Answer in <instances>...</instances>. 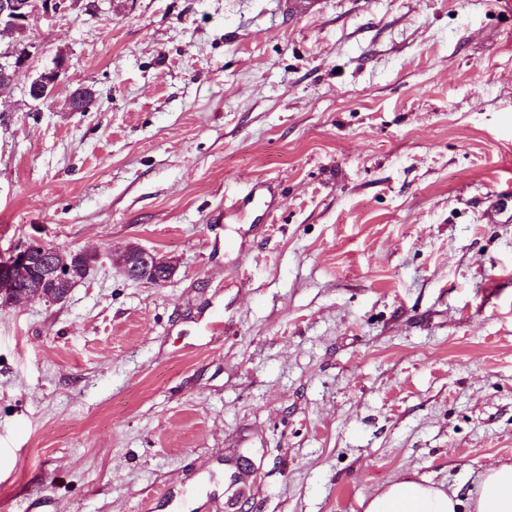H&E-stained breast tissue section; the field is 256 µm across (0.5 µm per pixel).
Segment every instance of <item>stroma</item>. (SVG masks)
<instances>
[{
	"label": "stroma",
	"instance_id": "stroma-1",
	"mask_svg": "<svg viewBox=\"0 0 512 512\" xmlns=\"http://www.w3.org/2000/svg\"><path fill=\"white\" fill-rule=\"evenodd\" d=\"M21 40L69 67L0 93V258L98 260L0 306L10 512H362L512 464V10L101 0ZM58 66L53 71H45L44 67L42 70L38 71L35 76H31L25 85V93L36 102H44L51 98L58 86L61 82V77L67 71L68 64L67 59L63 54L58 55L57 57ZM48 83V84H47ZM35 85L36 89L44 87V94L41 92H37L36 96H32L30 94L31 86ZM118 253L121 254L118 257ZM117 254L112 250L107 253L108 259L129 280L151 285L167 282L175 271L174 262L139 244H128ZM361 506L363 512H460L461 501L455 489L404 475L375 490Z\"/></svg>",
	"mask_w": 512,
	"mask_h": 512
}]
</instances>
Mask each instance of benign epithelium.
<instances>
[{
    "instance_id": "1",
    "label": "benign epithelium",
    "mask_w": 512,
    "mask_h": 512,
    "mask_svg": "<svg viewBox=\"0 0 512 512\" xmlns=\"http://www.w3.org/2000/svg\"><path fill=\"white\" fill-rule=\"evenodd\" d=\"M81 8L89 14L99 10V0H0V28L7 31L26 30L31 22L40 18H56L74 9ZM38 52L35 44L27 49V58L17 66H6L0 71V77L13 83L19 77L29 73L31 63ZM58 66L52 71L40 70L29 77L25 93L30 89H44L36 93L32 100L44 102L51 98L67 71L68 64L64 55L57 56ZM108 259L129 280L151 285L167 282L175 271L174 262L139 244H128L119 250V254L107 253ZM97 256L83 250L60 248L51 244L36 242L23 245L14 250L9 257L0 259V297L16 303L19 301L46 300L52 303L63 301L71 288L79 283L72 278L74 267L81 262L91 267ZM37 267L40 279L26 293L16 288L19 276Z\"/></svg>"
}]
</instances>
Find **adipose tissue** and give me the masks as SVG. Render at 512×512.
I'll return each instance as SVG.
<instances>
[{
    "label": "adipose tissue",
    "mask_w": 512,
    "mask_h": 512,
    "mask_svg": "<svg viewBox=\"0 0 512 512\" xmlns=\"http://www.w3.org/2000/svg\"><path fill=\"white\" fill-rule=\"evenodd\" d=\"M363 512H459L458 492L430 480L401 476L361 502ZM469 512H512V465H493L479 478Z\"/></svg>",
    "instance_id": "adipose-tissue-1"
}]
</instances>
